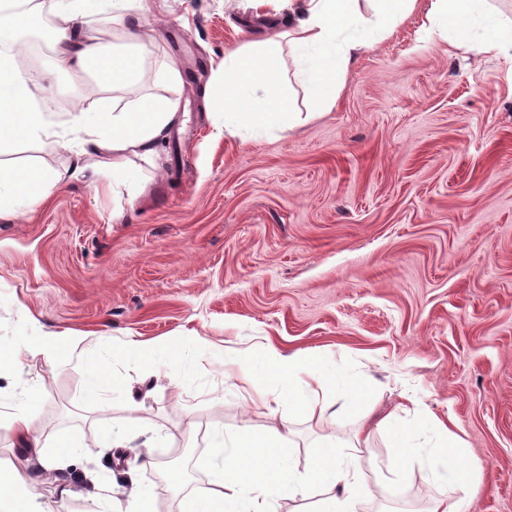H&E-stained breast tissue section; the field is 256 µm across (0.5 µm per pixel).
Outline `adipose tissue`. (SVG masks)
<instances>
[{
    "mask_svg": "<svg viewBox=\"0 0 512 512\" xmlns=\"http://www.w3.org/2000/svg\"><path fill=\"white\" fill-rule=\"evenodd\" d=\"M131 0H53V21L47 43L56 64L74 74L88 76L94 94L79 98L66 125H57L45 106L44 91L51 71L31 74L19 68L15 37L30 29L32 12L16 11L12 0H0V38L9 39L0 50V156L22 143L52 142L75 157L71 178L105 182L113 199L136 197L142 186L130 170L132 159L153 162L157 148L177 122L175 101L152 94L126 101L112 90L136 84L146 69L157 82H182L179 63L171 58L150 65L149 49L140 24L128 15ZM288 27L273 37L225 51L223 72L211 99L224 118V130L233 135L292 128L329 111L341 91L352 60L374 42L391 35L415 11L418 0H287ZM108 13L116 26L113 40L87 33L85 17ZM430 32L445 41L464 44L478 55L512 57V18L489 0H430ZM291 54L294 69L286 71L284 54ZM302 100H295V91ZM305 112H298V105ZM61 180L58 172L39 164L0 169V218L45 201ZM201 337L166 343L131 341L122 349L130 362L146 369L163 367L187 376L195 372L204 348ZM238 387L251 401L284 405L288 414H274L269 431H246L232 442L216 436L218 450L211 463L207 487L194 491L187 512H272L277 499H301L308 512H357L360 497L374 496L384 479L365 484L357 457L341 460L340 442L324 437L305 478L295 473V432L289 413L311 417L328 415L323 392L332 381L345 406L362 399L355 383L336 374L325 357L291 355L266 346L258 353L236 356ZM29 399L16 404L10 425L25 448L24 456L0 461V512H45L33 491L34 473L59 469L71 452L61 442L52 458L42 452V436L34 425ZM400 451V460L422 463L438 487L426 512H461L462 503L478 471L460 463L456 435L434 414L420 412L410 427L391 418L381 421ZM436 439L432 454H424L418 439Z\"/></svg>",
    "mask_w": 512,
    "mask_h": 512,
    "instance_id": "ef3b65f1",
    "label": "adipose tissue"
}]
</instances>
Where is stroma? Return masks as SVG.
<instances>
[{"label": "stroma", "instance_id": "35a3bbf8", "mask_svg": "<svg viewBox=\"0 0 512 512\" xmlns=\"http://www.w3.org/2000/svg\"><path fill=\"white\" fill-rule=\"evenodd\" d=\"M428 7L420 0L358 55L329 112L245 141L219 133L206 91L225 50L287 25V8L148 0L143 32L156 57L181 61L183 83L169 92L179 119L158 159L134 163L142 193L116 204L70 180L0 220V350L21 361L0 396L35 391L40 433L78 446L35 486L47 512H91L57 486L92 477L115 507L136 481L152 488L154 512H182L208 482L212 432L269 426L268 408L237 393L234 364L184 381L121 356L130 340L189 335L218 349L310 351L359 380L363 401L345 415L295 417L299 473L323 436L346 443L364 424L374 432L360 466L375 480L398 456L375 422L392 413L409 424L422 409L455 422L464 460L481 467L463 512H512V60L424 41ZM87 86L58 71L45 94L56 122ZM31 158L60 172L71 163L53 143L18 145L0 162ZM27 322L73 337L84 355L110 350L102 403L83 397L82 362L19 344ZM174 470L187 486L171 482ZM435 494L417 464L358 512H424Z\"/></svg>", "mask_w": 512, "mask_h": 512}]
</instances>
